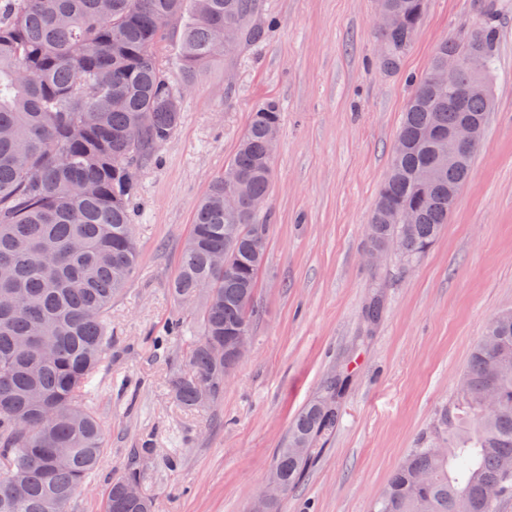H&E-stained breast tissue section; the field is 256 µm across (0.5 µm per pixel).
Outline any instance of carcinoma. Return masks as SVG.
I'll return each mask as SVG.
<instances>
[{"label":"carcinoma","mask_w":512,"mask_h":512,"mask_svg":"<svg viewBox=\"0 0 512 512\" xmlns=\"http://www.w3.org/2000/svg\"><path fill=\"white\" fill-rule=\"evenodd\" d=\"M263 0H0V512H69L105 451L90 405L91 379L112 338V297L138 262L131 212L137 179L181 122L180 92L157 50L180 30L187 73L224 51L260 39ZM425 0H381L395 25L379 34L381 63L399 68ZM166 16L168 27L158 18ZM236 35L220 40L224 27ZM495 26L445 40L413 84L394 153L370 224V248L402 242L398 256L417 261L439 236L471 175L475 153L448 162L440 138L462 118L485 131L491 97L458 101L452 93L479 80L491 87ZM459 61L446 85L433 69ZM280 125L273 101L255 108L234 156L199 201L172 295L202 298L200 333L186 337L192 374L177 380V401L210 409L224 396V362L212 353L251 328V303L265 255L248 231L264 224L272 156L266 129ZM239 180L244 208L232 219L224 191ZM415 211L416 219L402 217ZM226 255L229 268L212 264ZM212 394L202 402L203 391ZM336 379L294 419L271 472L290 489L317 444L339 420ZM134 467L110 484L102 512H151ZM512 495V310L495 314L474 348L454 404L433 433L406 456L372 512H499Z\"/></svg>","instance_id":"cac0c4a2"}]
</instances>
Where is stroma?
<instances>
[{
	"mask_svg": "<svg viewBox=\"0 0 512 512\" xmlns=\"http://www.w3.org/2000/svg\"><path fill=\"white\" fill-rule=\"evenodd\" d=\"M494 107L440 237L418 261L368 264L367 225L412 78L436 46L483 24L478 0H426L400 68H381L377 0H264V38L187 74L177 40L162 51L182 121L137 171L140 260L112 301V346L93 380L105 452L70 512H99L136 448L153 512H247L294 416L336 374L348 378L336 431L274 512H369L393 472L455 398L470 353L512 308V0H497ZM281 106L266 260L249 354L214 411L179 405L189 371L172 318L195 208L234 155L258 104ZM384 303L367 326L373 297Z\"/></svg>",
	"mask_w": 512,
	"mask_h": 512,
	"instance_id": "1",
	"label": "stroma"
}]
</instances>
